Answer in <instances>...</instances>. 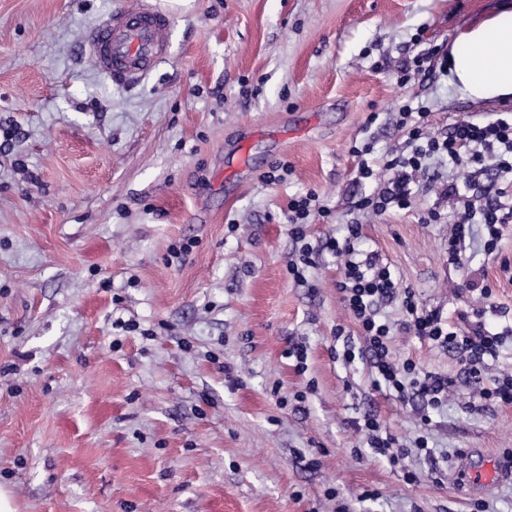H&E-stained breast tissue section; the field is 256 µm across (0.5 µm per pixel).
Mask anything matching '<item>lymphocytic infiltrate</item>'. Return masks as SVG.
<instances>
[{"mask_svg":"<svg viewBox=\"0 0 512 512\" xmlns=\"http://www.w3.org/2000/svg\"><path fill=\"white\" fill-rule=\"evenodd\" d=\"M426 106L403 105L395 118V127L405 138L402 152L388 153L381 160H370V146L354 148L358 159V176L377 180L373 194L358 203L360 210L381 216L390 211L406 210L412 205L420 182L429 176V161L448 158L467 174L468 180L488 173L501 182L493 196L475 203L462 199L463 212L453 224L448 237V260L461 264V246L470 238L473 225L484 230V251L500 257L502 270L512 269V259L503 257L502 240L512 228V110L498 112L495 119L478 123L459 120L448 133L431 132ZM386 172L385 181H378L379 172ZM362 227L351 224L343 238H334L329 249L336 257L341 276L336 282L343 308L358 328L357 338H350L344 325H337L336 339L342 340V358L352 362L369 359L375 389L386 391L399 400L415 398L430 408L448 400L456 382L447 375L424 370L414 360H397L392 340L397 331H405L441 348L463 355L470 379L479 386V397L485 401L512 404V374L484 383L481 367L486 360L498 357L505 337L512 335V324L501 331L490 332L482 321H471L468 314H459L450 321L440 309L420 306L411 289H399L398 281L379 254L361 247ZM400 299L406 313L405 322L395 324L382 315L381 308L393 299ZM373 454L398 461L409 453L428 452L427 437H418L414 449L398 447L396 437L382 424L375 412L368 411L357 423Z\"/></svg>","mask_w":512,"mask_h":512,"instance_id":"obj_1","label":"lymphocytic infiltrate"}]
</instances>
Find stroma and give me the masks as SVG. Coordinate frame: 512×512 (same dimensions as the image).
<instances>
[{"label":"stroma","instance_id":"35a3bbf8","mask_svg":"<svg viewBox=\"0 0 512 512\" xmlns=\"http://www.w3.org/2000/svg\"><path fill=\"white\" fill-rule=\"evenodd\" d=\"M139 2L0 0V486L16 512H512L511 482L473 493L446 477L462 449L512 453V404L467 412L477 390L459 354L403 332L397 358L457 377L456 391L427 414L375 390L368 361L336 357L350 318L322 249L375 187L352 146L398 147L401 105L427 106L442 134L500 111L447 72L403 83L397 68L447 55L501 0H159L174 18L166 57L122 86L79 39ZM279 162L286 182L265 184ZM312 190L329 214L299 243L288 203ZM429 209L440 223H423ZM459 217L420 195L361 215L362 245L424 307L482 309L500 331L486 306L512 309V277L478 225L464 269L449 266ZM305 243L321 253L297 281ZM466 280L491 299L457 292ZM293 343L304 369L284 355ZM369 410L401 444L427 436L433 456L400 468L365 453L353 421Z\"/></svg>","mask_w":512,"mask_h":512}]
</instances>
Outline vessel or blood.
<instances>
[{"label":"vessel or blood","mask_w":512,"mask_h":512,"mask_svg":"<svg viewBox=\"0 0 512 512\" xmlns=\"http://www.w3.org/2000/svg\"><path fill=\"white\" fill-rule=\"evenodd\" d=\"M172 18L155 5L124 9L101 19L81 36L79 50L91 67L119 85L143 80L165 56L164 33ZM476 449L456 456L448 470L449 481L467 489H485L512 482V466L474 463Z\"/></svg>","instance_id":"1"}]
</instances>
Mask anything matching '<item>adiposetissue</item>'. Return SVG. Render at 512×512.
<instances>
[{"label":"adipose tissue","instance_id":"ef3b65f1","mask_svg":"<svg viewBox=\"0 0 512 512\" xmlns=\"http://www.w3.org/2000/svg\"><path fill=\"white\" fill-rule=\"evenodd\" d=\"M448 80L471 101L512 96V6L457 33L448 51Z\"/></svg>","mask_w":512,"mask_h":512}]
</instances>
